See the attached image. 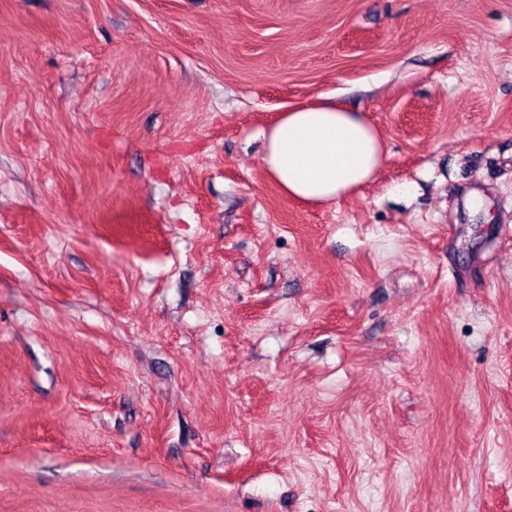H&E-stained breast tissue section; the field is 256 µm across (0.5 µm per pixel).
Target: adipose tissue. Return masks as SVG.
<instances>
[{
    "mask_svg": "<svg viewBox=\"0 0 512 512\" xmlns=\"http://www.w3.org/2000/svg\"><path fill=\"white\" fill-rule=\"evenodd\" d=\"M263 136L268 175L285 196L311 205L354 193L388 161L377 127L337 104L290 107Z\"/></svg>",
    "mask_w": 512,
    "mask_h": 512,
    "instance_id": "1",
    "label": "adipose tissue"
}]
</instances>
